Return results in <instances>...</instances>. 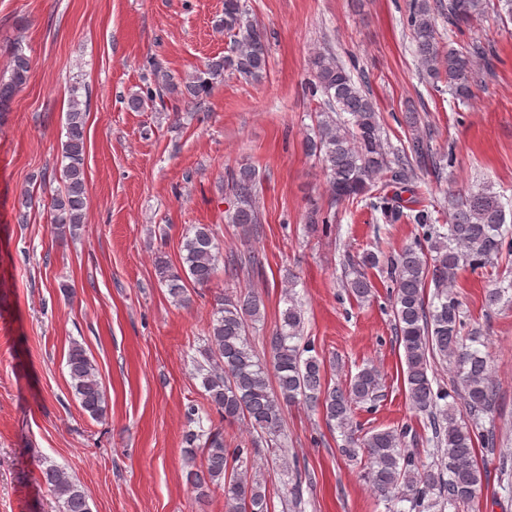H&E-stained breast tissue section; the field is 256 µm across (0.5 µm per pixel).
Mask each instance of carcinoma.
<instances>
[{"label": "carcinoma", "instance_id": "1", "mask_svg": "<svg viewBox=\"0 0 512 512\" xmlns=\"http://www.w3.org/2000/svg\"><path fill=\"white\" fill-rule=\"evenodd\" d=\"M482 0H407L405 17L415 54L423 70L436 81H444L456 99L464 101L472 92L474 60H488L491 49L473 43L465 51L443 47L438 18L458 28L483 11ZM224 34L230 39L228 53L211 60L204 68L181 78L171 72L154 71L153 83L134 95L135 111L162 108L179 100L201 101L210 94L215 81L226 71L259 81L268 68V35L249 14L245 0H224ZM31 68L22 44L11 52V76L0 82V110L8 107ZM311 86L325 96L314 136L305 150L320 161L327 177L331 203L369 201L387 224L403 219L422 232L388 261L394 285L392 313L395 336L403 349L404 383L413 409L428 415L437 462L425 465L406 448L409 427L376 430L354 436V409L380 397L381 375L366 366L346 387L325 385L324 365L311 354L313 347L303 339V314L293 296L295 276H288L287 307L279 325L268 337L272 351L270 365H263L250 345L249 328L262 318L264 301L258 291L214 296L207 346L201 351L205 364H197L195 377L201 379L218 422L203 429V417L193 405L185 409L190 425L185 431L183 456L187 484L203 501L214 489L224 492L225 512H269L267 487L261 475L247 467L252 449L224 447V423L246 421L260 438L279 435L284 408L304 403L318 408L328 425L344 435L342 452L350 457L362 452L367 458L366 478L379 496L409 503L406 512H444L473 501L481 490L482 471L476 447L495 450L497 436L492 427L476 432L458 418L462 405L472 421L493 413L496 404L489 364L481 350L466 343L461 331L465 319L459 299L452 291L458 271L484 268L494 257L512 259V230L500 195L490 185L469 193L454 204L448 215L447 232L436 227L434 210L418 197V180L433 176L453 163V151L437 153L429 131L412 133L395 147L382 137L376 104L358 87L344 64L331 53L316 52L310 58ZM350 115L348 122L336 113ZM86 110L73 100L66 112V141L62 144L61 182L63 189L51 198L50 219L56 238L65 241L79 235L84 224ZM231 194L226 219L249 236L263 232L256 205L260 178L248 167L229 173ZM409 193L405 199L402 194ZM372 252L351 263L355 277L349 292L363 301L373 285L364 269L377 266ZM161 284L173 302L191 303L190 288H207L218 275L262 274L263 264L252 251L224 255L208 224H192L183 236L181 264L172 266L164 256L155 257ZM435 289L437 303L425 299L427 286ZM439 355L448 361L456 386L448 391L434 388L428 375L429 358ZM67 365L71 387L83 411L91 418L105 416L107 401L98 370L85 348L71 345ZM454 402H447L448 398ZM444 401L439 405L438 401ZM198 425V429L191 425ZM202 461H197V457ZM41 478L52 488L59 512H91L84 488L54 464L40 467Z\"/></svg>", "mask_w": 512, "mask_h": 512}]
</instances>
